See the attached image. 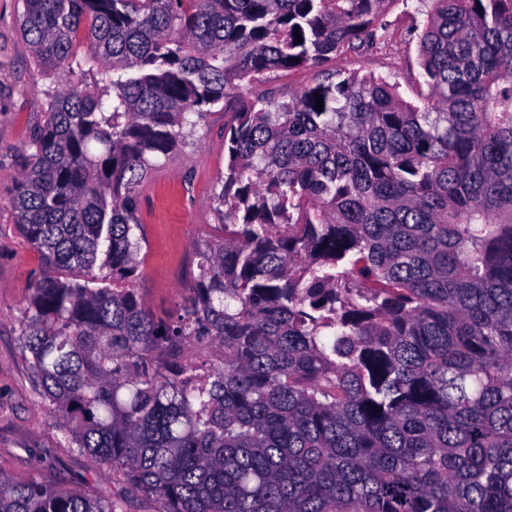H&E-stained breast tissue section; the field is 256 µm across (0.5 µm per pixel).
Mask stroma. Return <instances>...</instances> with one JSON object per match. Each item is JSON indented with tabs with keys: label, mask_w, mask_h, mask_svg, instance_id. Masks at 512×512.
I'll return each mask as SVG.
<instances>
[{
	"label": "stroma",
	"mask_w": 512,
	"mask_h": 512,
	"mask_svg": "<svg viewBox=\"0 0 512 512\" xmlns=\"http://www.w3.org/2000/svg\"><path fill=\"white\" fill-rule=\"evenodd\" d=\"M415 7V0H397L384 17L401 38L398 47L320 69L280 72L244 88L243 97L286 102L312 80L341 68L396 82L401 96L414 101L413 81L420 73L412 31ZM23 13L22 0H0V471L51 486L76 485L94 498L118 499L123 512H161L158 499L93 470L86 455L65 444L58 419L34 389L21 351L18 320L41 271V258L13 222L12 199L24 165L22 153L43 123L48 91L64 90L73 81L62 71L38 72L22 34ZM227 120L221 107H213L185 145L149 170L137 189L136 216L145 232L137 286L156 314L170 312L186 297L195 246L217 223Z\"/></svg>",
	"instance_id": "stroma-1"
}]
</instances>
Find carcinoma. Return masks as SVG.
I'll list each match as a JSON object with an SVG mask.
<instances>
[{
    "instance_id": "cac0c4a2",
    "label": "carcinoma",
    "mask_w": 512,
    "mask_h": 512,
    "mask_svg": "<svg viewBox=\"0 0 512 512\" xmlns=\"http://www.w3.org/2000/svg\"><path fill=\"white\" fill-rule=\"evenodd\" d=\"M396 2L23 0L39 68L81 80L12 201L44 264L21 348L68 444L162 512H512V0H419L417 104L340 70L240 97L383 48ZM220 103V233L161 317L136 190ZM119 509L0 472V512Z\"/></svg>"
}]
</instances>
